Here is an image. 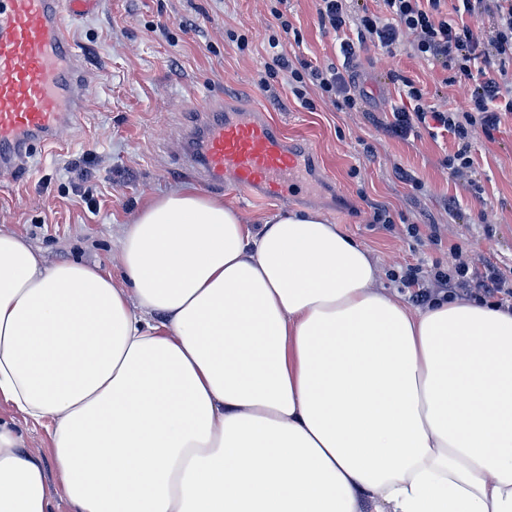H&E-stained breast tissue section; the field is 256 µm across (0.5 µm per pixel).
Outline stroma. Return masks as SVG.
I'll return each mask as SVG.
<instances>
[{
    "mask_svg": "<svg viewBox=\"0 0 512 512\" xmlns=\"http://www.w3.org/2000/svg\"><path fill=\"white\" fill-rule=\"evenodd\" d=\"M318 0H287L296 35L281 38L284 53L313 64L339 63L341 34L322 29ZM270 0H102L94 11L66 19L84 55L86 110L61 127L54 143L35 146L19 172L0 173V230L24 237L46 266L99 263L121 273V235L139 204L195 178L178 166L183 126L194 107L224 99L233 108L252 109L292 141L310 144L314 160L289 191L275 200H246L216 188L239 209L246 223L314 209L366 248L389 294L399 288L389 271L425 260L444 263L448 251L428 239L404 236L407 224L434 221L443 240L461 244L474 262L490 260L512 276V120L504 119L493 138L472 142L475 196L448 176L443 161L457 144L449 134L421 129L402 141L385 138L369 120L400 104L396 71L417 82L428 104L446 109L463 102L467 80L418 56L412 37L392 53L368 47L354 72L364 93L358 112L338 110L329 100L308 110L293 100L284 78L273 85L279 101L257 85L268 60ZM247 34L239 49L231 33ZM414 171L411 187L394 177L395 167ZM96 206L88 208L85 196ZM459 201L455 212L444 199ZM389 206L395 224L370 223L368 201ZM26 443L41 459L56 512H72L56 476L46 424L24 422Z\"/></svg>",
    "mask_w": 512,
    "mask_h": 512,
    "instance_id": "35a3bbf8",
    "label": "stroma"
}]
</instances>
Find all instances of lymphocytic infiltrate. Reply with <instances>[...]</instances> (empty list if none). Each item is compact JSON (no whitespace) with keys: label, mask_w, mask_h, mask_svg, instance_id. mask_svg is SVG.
I'll list each match as a JSON object with an SVG mask.
<instances>
[{"label":"lymphocytic infiltrate","mask_w":512,"mask_h":512,"mask_svg":"<svg viewBox=\"0 0 512 512\" xmlns=\"http://www.w3.org/2000/svg\"><path fill=\"white\" fill-rule=\"evenodd\" d=\"M348 0H319V19L323 28L341 31L355 25L356 37L341 43V65L320 68L311 61L288 58L280 51V34L294 26L279 8L270 14L277 28L270 35V60L259 79L269 89L271 79L286 75L292 96L306 108H313L314 97L337 99L345 110L360 109L363 99L350 71L351 64L366 44L393 51L404 33L416 37L415 49L423 58L469 80V93L459 106L441 111L426 104L424 92L416 82L400 80L405 104L392 110L376 127L383 136L405 140L416 129L435 124L453 135L457 150L447 157L448 175L455 180L471 181L474 160L471 137L474 131L492 136L506 116H512V0H457L455 18L444 17L443 0H382L383 13L361 8L351 11ZM408 237L426 238L441 246L436 225L410 224ZM446 246V245H443ZM447 264L407 265L396 275L401 287L409 289L414 305L422 306L442 294L465 301H491L512 310V279L504 276L491 262L477 265L469 261L462 245L451 244Z\"/></svg>","instance_id":"1"}]
</instances>
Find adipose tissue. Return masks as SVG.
Returning a JSON list of instances; mask_svg holds the SVG:
<instances>
[{"mask_svg":"<svg viewBox=\"0 0 512 512\" xmlns=\"http://www.w3.org/2000/svg\"><path fill=\"white\" fill-rule=\"evenodd\" d=\"M378 282L321 212L253 227L190 184L117 278L0 232V397L73 512H512V311ZM0 512H55L11 418ZM1 418L14 417L24 429L27 447L31 448L41 459V462L48 476L49 490L54 497L56 512H71L72 508L66 498L62 495L56 476L55 461L51 448L47 423L37 424L32 420L25 421L19 414L15 413L9 403L0 399Z\"/></svg>","mask_w":512,"mask_h":512,"instance_id":"obj_1","label":"adipose tissue"}]
</instances>
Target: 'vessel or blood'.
<instances>
[{
    "mask_svg": "<svg viewBox=\"0 0 512 512\" xmlns=\"http://www.w3.org/2000/svg\"><path fill=\"white\" fill-rule=\"evenodd\" d=\"M99 0H0V171L12 172L34 144L54 142L58 128L84 112L85 80L66 15L88 12ZM199 127L181 167L210 186L267 198L287 195L302 168L275 125L221 113L197 114Z\"/></svg>",
    "mask_w": 512,
    "mask_h": 512,
    "instance_id": "vessel-or-blood-1",
    "label": "vessel or blood"
}]
</instances>
